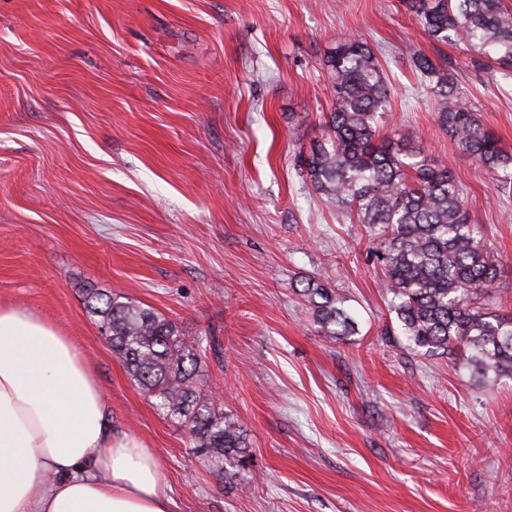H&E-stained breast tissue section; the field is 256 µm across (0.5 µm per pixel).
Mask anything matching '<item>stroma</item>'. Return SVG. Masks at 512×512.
Returning <instances> with one entry per match:
<instances>
[{"mask_svg": "<svg viewBox=\"0 0 512 512\" xmlns=\"http://www.w3.org/2000/svg\"><path fill=\"white\" fill-rule=\"evenodd\" d=\"M344 36L389 82L380 136L450 165L512 308V195L439 125L411 61L446 66L511 152L512 84L404 0H0V303L70 337L171 512H512V379L409 349L367 226L299 175ZM311 278L355 335H319ZM92 292L209 339L204 379L251 444L238 484L130 380Z\"/></svg>", "mask_w": 512, "mask_h": 512, "instance_id": "obj_1", "label": "stroma"}]
</instances>
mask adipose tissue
<instances>
[{
    "mask_svg": "<svg viewBox=\"0 0 512 512\" xmlns=\"http://www.w3.org/2000/svg\"><path fill=\"white\" fill-rule=\"evenodd\" d=\"M161 468L113 427L69 337L0 305V512H170Z\"/></svg>",
    "mask_w": 512,
    "mask_h": 512,
    "instance_id": "adipose-tissue-1",
    "label": "adipose tissue"
}]
</instances>
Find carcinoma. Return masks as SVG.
<instances>
[{"instance_id":"obj_1","label":"carcinoma","mask_w":512,"mask_h":512,"mask_svg":"<svg viewBox=\"0 0 512 512\" xmlns=\"http://www.w3.org/2000/svg\"><path fill=\"white\" fill-rule=\"evenodd\" d=\"M423 31L472 48L475 62L512 80V12L503 0H409ZM429 82L440 125L484 168L500 194L512 191V154L488 130L458 80L424 54L412 58ZM334 107L305 167L312 187L370 229L403 336L427 355L461 353L471 373L512 378V312L494 305L500 264L482 227L470 222L462 189L446 164L390 140L376 141L390 89L371 48L348 36L327 57ZM321 335L356 334L345 297L310 280L302 290ZM90 313L113 355L157 410L185 429L201 463L237 481L250 454L241 424L206 392L204 340L119 294H88Z\"/></svg>"}]
</instances>
